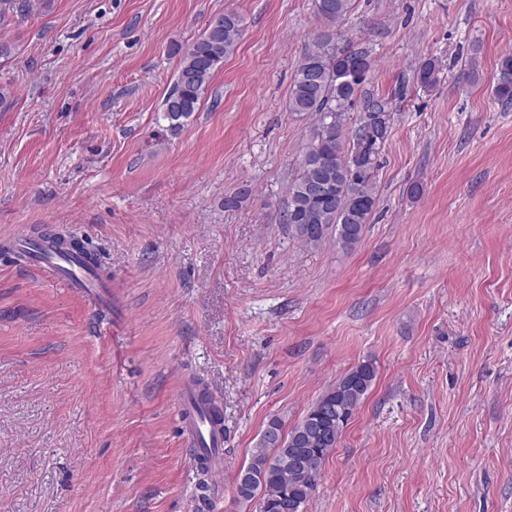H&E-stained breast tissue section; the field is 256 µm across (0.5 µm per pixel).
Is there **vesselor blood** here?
<instances>
[{"label":"vessel or blood","instance_id":"1","mask_svg":"<svg viewBox=\"0 0 512 512\" xmlns=\"http://www.w3.org/2000/svg\"><path fill=\"white\" fill-rule=\"evenodd\" d=\"M10 246L16 252L28 251V261L36 270L65 283L68 288L86 297L90 302H97V283L89 271L79 263L76 252H63L47 239L32 242L22 231L12 235ZM177 402L183 432L193 447H223L224 433L221 427L215 424L209 405L200 401L196 389L189 385L181 386L177 391Z\"/></svg>","mask_w":512,"mask_h":512}]
</instances>
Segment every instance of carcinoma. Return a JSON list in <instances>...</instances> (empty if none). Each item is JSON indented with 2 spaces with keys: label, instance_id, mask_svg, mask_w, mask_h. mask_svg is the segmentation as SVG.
I'll return each instance as SVG.
<instances>
[{
  "label": "carcinoma",
  "instance_id": "carcinoma-1",
  "mask_svg": "<svg viewBox=\"0 0 512 512\" xmlns=\"http://www.w3.org/2000/svg\"><path fill=\"white\" fill-rule=\"evenodd\" d=\"M350 8L351 0H314L325 25L313 34L312 48L297 67L288 107L291 112L314 114L317 124L288 183V206L282 216L300 242L315 246L332 233L344 250L359 242L368 224L378 157L387 141L382 121L392 119L391 101L366 96L362 112L348 126L352 107L374 68L368 52L340 44L333 27ZM216 20L218 26L207 25L199 38L177 48L175 82L162 104L172 133L199 108L215 72L241 38L243 19L238 13L227 11ZM494 93L512 101L511 53L499 64ZM376 376L374 362L363 361L324 391L291 429L285 431L279 419H270L249 463L239 470L245 479L235 482L236 499L259 498L260 512H304L327 458Z\"/></svg>",
  "mask_w": 512,
  "mask_h": 512
}]
</instances>
